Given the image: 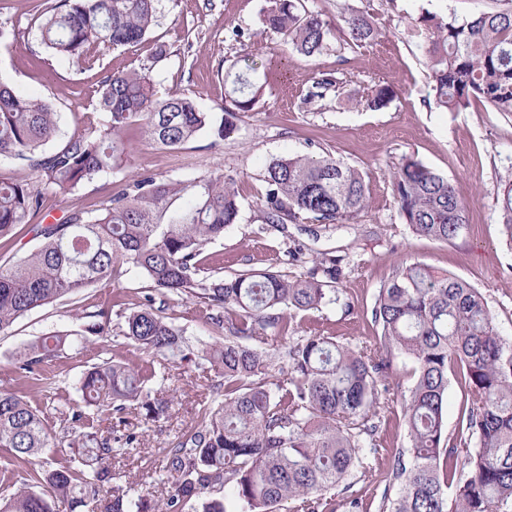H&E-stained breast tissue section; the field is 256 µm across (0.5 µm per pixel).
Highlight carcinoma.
Segmentation results:
<instances>
[{
    "instance_id": "carcinoma-1",
    "label": "carcinoma",
    "mask_w": 512,
    "mask_h": 512,
    "mask_svg": "<svg viewBox=\"0 0 512 512\" xmlns=\"http://www.w3.org/2000/svg\"><path fill=\"white\" fill-rule=\"evenodd\" d=\"M159 0H58L41 10L40 37L56 56L74 60L104 38L112 45L140 43L159 21ZM261 24L279 33L305 57L327 46L331 27L305 0H265ZM349 42L380 36L376 19L341 4ZM430 71L433 103L461 112L479 101L512 112V6L500 0L470 19L425 7L412 22ZM246 65L225 96L219 138L235 130L233 119L252 112L264 84ZM340 80L317 78L304 101L322 98ZM393 97L379 85L358 100L371 110ZM98 105L106 114L64 138L57 136L50 105L25 98L0 81V157L20 160L31 181L0 178V239L40 211L50 189L74 190L122 166L123 134L136 122L156 144L178 147L206 129L211 118L186 94L156 95L144 71L104 77ZM400 214L411 233L448 243L468 229V206L457 185L409 156L389 166ZM264 220L298 223L305 217L324 230L360 221L368 210L366 174L331 156L276 159L263 173ZM502 236L512 247V179L496 196ZM238 217L235 182L193 184L159 181L140 173L113 196L102 213L77 210L63 221L34 224L40 245L12 265H0V333L26 313L68 294L110 280L125 264L171 295L193 299L224 341L195 350L163 310L145 307L125 316L123 336L137 348L175 362L207 365L210 403L196 424L163 452L156 485L165 497L148 508L132 487L112 484V457L136 440L112 435V416L131 405L145 422L171 414L174 398L144 392L155 377L151 364L131 366L104 358L78 380L81 399L58 409L72 425V461L38 469L32 459L57 446L46 418L22 396L0 391V448L11 451L0 480L14 491L0 512H362L349 481L361 469L386 466L389 484L382 512H512V343L501 337L483 294L466 281L425 264L401 263L380 287L371 311L377 341L355 349L335 336H300L292 312H320L340 302L341 260L312 262L299 276L244 270L229 277L205 274V247L224 238ZM102 310L84 313L85 332L104 338ZM280 345L272 353L249 342ZM67 336H42L14 359L18 380L38 389L53 381L39 366L64 351ZM415 366L403 403L408 447L388 456L376 440L380 412L391 407L386 380L394 358ZM465 382V428L450 436L445 422L449 375ZM31 468L32 483L15 487L16 470ZM232 487L233 500L216 492Z\"/></svg>"
}]
</instances>
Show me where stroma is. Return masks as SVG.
Segmentation results:
<instances>
[{
  "label": "stroma",
  "mask_w": 512,
  "mask_h": 512,
  "mask_svg": "<svg viewBox=\"0 0 512 512\" xmlns=\"http://www.w3.org/2000/svg\"><path fill=\"white\" fill-rule=\"evenodd\" d=\"M36 1L0 0V27L14 35L10 47L0 48V79L20 95L50 102L65 135L104 121L97 101L100 81L107 74L145 69L158 95L188 94L217 124L230 89L228 77L243 69L244 57L260 66L270 59L277 64L256 110L238 120L231 137L222 140L206 129L180 147L167 148L153 143L140 127H131L125 134L124 167L72 192L47 191L38 223H56L81 209L103 211L118 185L137 173L182 182L221 176L234 180L238 188L239 218L225 228L223 239L207 245L203 264L208 271L229 276L266 269L294 245L309 260L341 258L345 277L340 296L352 301V310L333 305L320 312H297L301 335L332 334L354 347L373 344L371 309L378 290L393 266L407 261L451 273L481 290L498 333L512 341V251L501 241L496 207L498 186L512 175V113L480 103L461 112L427 106L425 57L408 33L420 0H355L381 26L377 41L359 46L341 31L340 0H308V7L335 28L327 48L312 58L294 51L282 35L264 31L260 15L265 0H160V20L142 42L115 47L99 41L73 61L51 57L42 44ZM323 74L340 75L339 92L305 103L313 80ZM385 84L395 91L386 107L372 111L359 106V98L371 87ZM327 154L367 172L369 208L361 221L315 236L310 218L297 224L265 223V165L280 157ZM410 155L457 183L470 220L459 239H420L404 223L388 167ZM148 293L164 301V316L184 329L191 343L222 340V332L195 313L193 300L152 290L147 279L124 265L116 268L110 282L36 309L0 334V390L22 391L41 408L52 400H78V378L107 352L133 364L151 363L177 387L178 402L169 418L147 424L131 409L120 426L121 432L136 434L138 443L113 458L114 481L145 493L153 489L151 463L159 449L171 447L194 426L207 399L203 386L209 375L207 369L138 350L120 336L118 326L125 314L138 309ZM95 310L108 315L107 339L89 337L44 363V370L55 377L50 393L20 387L15 352L46 333H80L83 313ZM411 371L409 360L396 359L387 382L393 407L381 414L377 436L388 448L408 443L401 406L412 384Z\"/></svg>",
  "instance_id": "obj_1"
}]
</instances>
